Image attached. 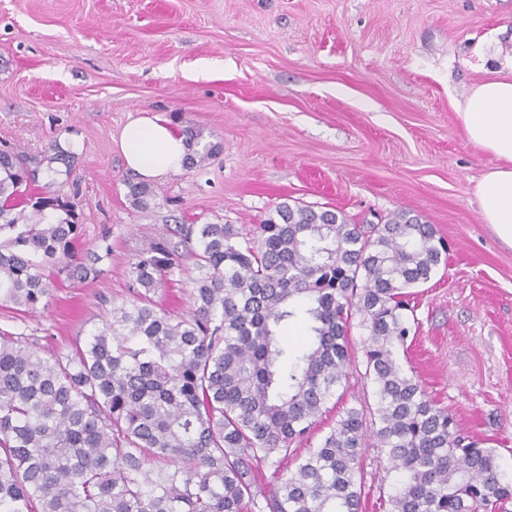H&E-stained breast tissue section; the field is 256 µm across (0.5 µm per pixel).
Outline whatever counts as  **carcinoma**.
Listing matches in <instances>:
<instances>
[{
	"instance_id": "cac0c4a2",
	"label": "carcinoma",
	"mask_w": 512,
	"mask_h": 512,
	"mask_svg": "<svg viewBox=\"0 0 512 512\" xmlns=\"http://www.w3.org/2000/svg\"><path fill=\"white\" fill-rule=\"evenodd\" d=\"M183 135L188 166L218 150L191 127ZM34 182L0 150V300L23 313L48 307L54 268L96 278L111 255L107 244L76 259L69 202L28 199ZM127 189L149 206V185ZM177 233L186 252L162 241L140 255L138 301L112 308L72 354L46 358L0 333V512H360L371 439L401 477L389 512H506L512 480L496 449L461 433L398 358L409 289L447 263L433 225L402 210L353 224L285 199L246 232ZM182 260L200 272L186 317L151 298ZM356 315L374 406L346 409L286 477L281 460L298 456L346 378ZM294 318L311 339L290 351L277 328ZM262 463L273 472L257 490Z\"/></svg>"
}]
</instances>
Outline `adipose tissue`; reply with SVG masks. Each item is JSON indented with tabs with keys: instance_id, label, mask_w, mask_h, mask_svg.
<instances>
[{
	"instance_id": "obj_1",
	"label": "adipose tissue",
	"mask_w": 512,
	"mask_h": 512,
	"mask_svg": "<svg viewBox=\"0 0 512 512\" xmlns=\"http://www.w3.org/2000/svg\"><path fill=\"white\" fill-rule=\"evenodd\" d=\"M457 111L468 140L498 161L476 194L483 220L512 246V63L474 86ZM118 145L128 168L145 182L177 173L185 162L183 134L156 116L130 120Z\"/></svg>"
}]
</instances>
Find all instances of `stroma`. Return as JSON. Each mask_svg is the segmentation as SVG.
<instances>
[{"instance_id":"35a3bbf8","label":"stroma","mask_w":512,"mask_h":512,"mask_svg":"<svg viewBox=\"0 0 512 512\" xmlns=\"http://www.w3.org/2000/svg\"><path fill=\"white\" fill-rule=\"evenodd\" d=\"M510 57L512 0H0V147L70 202L78 254L112 246L99 277L57 274L45 311L0 304V328L43 356L71 354L135 301L136 259L178 242L179 224L247 226L286 198L355 221L410 210L449 254L414 290L408 362L512 475V247L476 196L496 161L456 109ZM145 115L219 151L153 181L138 210L117 141ZM198 276L183 262L155 301L187 314ZM340 390L300 454L372 388L351 366ZM362 467L363 512H387L395 474L373 447Z\"/></svg>"}]
</instances>
